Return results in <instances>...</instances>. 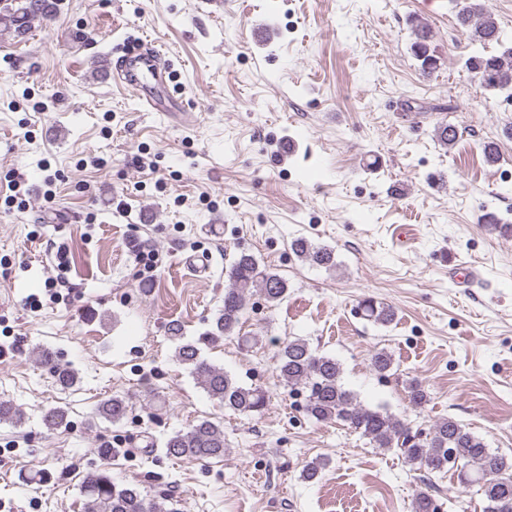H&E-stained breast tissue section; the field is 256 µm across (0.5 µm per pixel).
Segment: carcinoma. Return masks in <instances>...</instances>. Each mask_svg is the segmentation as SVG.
I'll return each instance as SVG.
<instances>
[{"instance_id":"carcinoma-1","label":"carcinoma","mask_w":512,"mask_h":512,"mask_svg":"<svg viewBox=\"0 0 512 512\" xmlns=\"http://www.w3.org/2000/svg\"><path fill=\"white\" fill-rule=\"evenodd\" d=\"M55 11V0H5L0 7V31L20 37L32 22L47 20ZM458 22L468 32L471 43L481 46L465 60L466 69L484 88L512 92V45L505 44L486 0H474L464 6L458 14ZM414 36L412 52L422 72H436L439 58L431 49L429 30L420 27ZM492 44L499 49L489 50ZM435 137L440 145L451 147L459 139L460 131L454 124L441 123L435 129ZM291 249L312 265L328 270L336 268L335 251L328 246L297 238L291 243ZM225 275L224 305L210 329L188 340L184 326L175 321L168 324L167 334L175 343L177 360L189 368L196 383L211 399L238 415H260L269 402L268 392L260 386L237 382L224 368L203 358L201 347L231 336L239 337L247 346L257 343L256 336L240 335L247 300L256 292L269 305H278L288 297V282L245 251L237 255ZM359 311L363 319L377 326H387L395 317L390 305L372 298L362 300ZM39 358L54 364L53 373L61 385L70 387L76 383L77 373L55 364L52 352L44 350ZM372 366L379 376H387L393 370L392 355L384 349L375 352ZM275 370L288 388L306 393L304 410L313 422H341L374 448L396 449L414 471L427 475L452 473L460 486L473 488L481 496L482 512H512V458L488 448L483 438L468 431L453 417L431 422L418 435L412 433L409 422L383 408L359 401L342 383L341 363L333 356L317 353L300 338L282 343L275 357ZM407 394L414 408L428 401L425 385L417 379L408 382ZM128 411V402L120 396L103 401L98 408L99 415L114 424L121 422ZM23 420L24 414L19 408L9 401H0L1 423L18 425ZM42 421L46 427L57 429L66 424L67 413L62 408H50L44 412ZM163 448L174 458L221 459L227 448L224 426L202 419L168 436ZM326 466L327 461L321 458L311 460L302 468L301 477L313 482ZM82 493L83 512H162V501L169 496L163 492L159 498L148 500L137 488L112 482L105 468L85 478ZM413 512H438L437 504L428 492L418 489L413 499Z\"/></svg>"}]
</instances>
